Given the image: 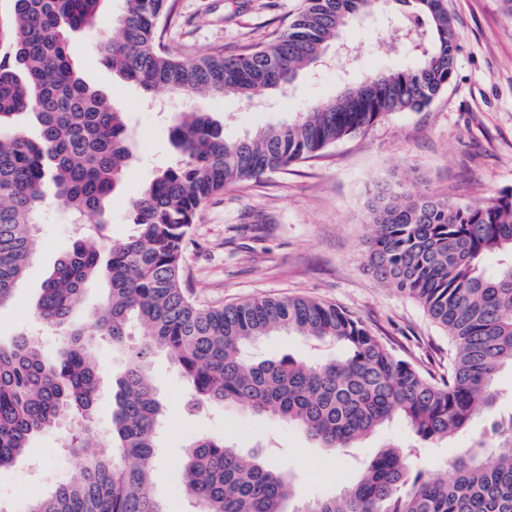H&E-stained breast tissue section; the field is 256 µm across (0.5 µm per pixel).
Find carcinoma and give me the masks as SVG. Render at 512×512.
<instances>
[{"label": "carcinoma", "mask_w": 512, "mask_h": 512, "mask_svg": "<svg viewBox=\"0 0 512 512\" xmlns=\"http://www.w3.org/2000/svg\"><path fill=\"white\" fill-rule=\"evenodd\" d=\"M119 37L101 47L106 66L144 93L238 95L251 103L318 67L339 31L389 0H303L268 44L187 61L161 40L174 0H124ZM409 7L404 39L416 64L371 73L356 89L309 106L288 124L228 140L205 112H179L171 127L176 163L131 206L134 233L103 251L107 203L132 159L123 113L74 65L70 33L93 27L100 0H9L0 14V306L13 297L34 255L44 186L74 217V240L44 282L37 318L66 329L53 361L37 339L0 342V468L25 455L34 435L70 413L78 448L102 443L93 426L101 375L91 357L102 337L123 352L109 443L88 452L80 480L31 498L28 512H167L150 493L156 438L165 415L150 378L161 351L191 386L195 407L243 406L343 455L400 418L410 432L331 496L287 510L292 475L276 455L246 454L222 438L186 447L182 491L199 512H512V412L494 417L466 451L434 476L422 449L469 431L493 409L499 372L512 368V192L460 204L401 182L367 201L365 262L375 280L416 300L448 332V366L424 369L400 357L351 312L304 296L250 298L202 307L183 286V253L202 204L215 193L315 156L395 112H422L451 82L460 34L448 0H394ZM33 115L38 138L14 125ZM107 287L103 305L72 321L86 291ZM141 344H125L132 320ZM286 331L315 348L316 361L257 360L251 348Z\"/></svg>", "instance_id": "carcinoma-1"}]
</instances>
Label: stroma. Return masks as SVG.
<instances>
[{
	"label": "stroma",
	"mask_w": 512,
	"mask_h": 512,
	"mask_svg": "<svg viewBox=\"0 0 512 512\" xmlns=\"http://www.w3.org/2000/svg\"><path fill=\"white\" fill-rule=\"evenodd\" d=\"M300 6L301 0H176L164 42L188 60L238 54L284 31ZM124 8V0H101L94 28L71 37L82 77L124 113L133 136L135 159L109 205L108 246L132 234V199L174 162L170 125L175 113H208L223 123L226 138L236 139L288 122L309 104L360 83L371 71L411 62L394 34L403 12L395 4L342 32V40L358 50L352 63L300 72L284 91L266 95L265 106L234 95L182 99L163 91L149 97L97 61L102 38L117 34ZM448 9L461 35L460 52L452 82L428 109L390 114L367 132L326 147L318 157L227 187L203 204L184 253L185 275L198 303L309 296L350 310L402 358L435 370L447 364V331L415 300L374 280L365 268L364 251L366 201L376 184L401 179L461 204L512 191V0H448ZM72 234L63 202L53 186H46L35 258L12 301L0 306L1 341L30 332L44 357L57 355L65 330L42 324L34 307ZM93 359L103 376L94 426L105 436L112 428L121 358L109 341L101 340ZM151 377L168 409L157 438L151 491L169 512H196L181 487L185 447L197 435L225 439L246 453H265L271 444L283 448L299 502L337 494L353 482L355 460H371L380 447L409 437L396 420L344 457L243 407L190 409L189 386L164 354L153 356ZM76 431L74 420L65 415L35 435L24 457L0 469V503L11 512H26V488L46 492L79 480L82 460L69 449Z\"/></svg>",
	"instance_id": "35a3bbf8"
}]
</instances>
